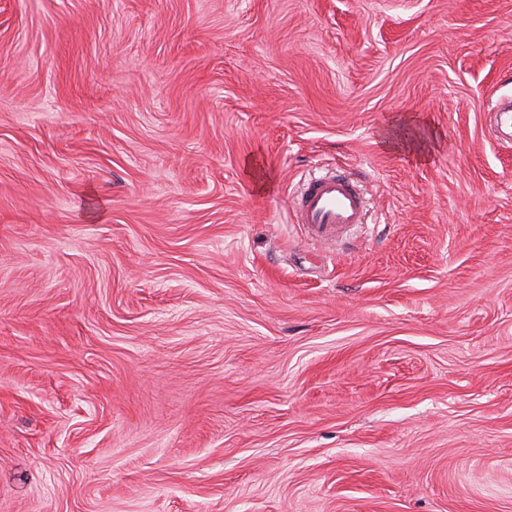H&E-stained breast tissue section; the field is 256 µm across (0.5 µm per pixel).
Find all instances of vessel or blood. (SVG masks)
<instances>
[{
    "mask_svg": "<svg viewBox=\"0 0 512 512\" xmlns=\"http://www.w3.org/2000/svg\"><path fill=\"white\" fill-rule=\"evenodd\" d=\"M490 133L512 142V101L498 100L486 112ZM365 201L346 172L333 171L307 182L294 200L296 221L308 236L324 246L335 245L341 232L362 223Z\"/></svg>",
    "mask_w": 512,
    "mask_h": 512,
    "instance_id": "obj_1",
    "label": "vessel or blood"
}]
</instances>
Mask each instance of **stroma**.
Listing matches in <instances>:
<instances>
[{"label": "stroma", "mask_w": 512, "mask_h": 512, "mask_svg": "<svg viewBox=\"0 0 512 512\" xmlns=\"http://www.w3.org/2000/svg\"><path fill=\"white\" fill-rule=\"evenodd\" d=\"M508 95L512 0H0V512H512ZM486 119L490 133L500 141L512 142V101L498 100L488 106ZM365 201L356 182L344 171H332L307 182L294 200L297 224L324 246L336 245L339 235L363 224Z\"/></svg>", "instance_id": "1"}]
</instances>
